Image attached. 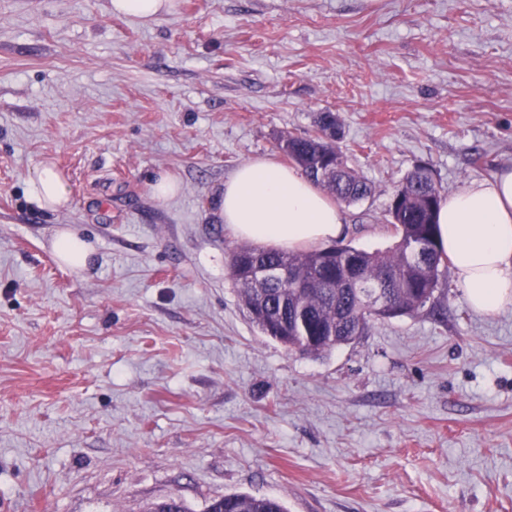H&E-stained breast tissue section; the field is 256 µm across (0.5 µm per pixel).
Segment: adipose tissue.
<instances>
[{"instance_id": "ef3b65f1", "label": "adipose tissue", "mask_w": 512, "mask_h": 512, "mask_svg": "<svg viewBox=\"0 0 512 512\" xmlns=\"http://www.w3.org/2000/svg\"><path fill=\"white\" fill-rule=\"evenodd\" d=\"M30 200L52 212L67 207V181L52 164L36 169ZM217 215L237 237L288 250L338 238L344 224L338 205L304 175L264 158L234 171ZM438 224L467 304L482 313L512 305V169L450 193Z\"/></svg>"}]
</instances>
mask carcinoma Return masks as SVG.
I'll list each match as a JSON object with an SVG mask.
<instances>
[{"instance_id": "cac0c4a2", "label": "carcinoma", "mask_w": 512, "mask_h": 512, "mask_svg": "<svg viewBox=\"0 0 512 512\" xmlns=\"http://www.w3.org/2000/svg\"><path fill=\"white\" fill-rule=\"evenodd\" d=\"M341 126L336 115L317 117L312 136H282L277 148L305 176L336 200L357 202L372 193L370 183L348 166L338 145ZM340 159L336 176L328 178L322 166ZM396 220L391 222L396 241L384 251H367L350 245L326 255L322 249L282 251L256 246L229 250L228 270L242 310L263 335L302 355L321 356L364 336L372 322L386 317L415 315L435 298L448 256L437 237V213L442 195L431 172L415 167L395 193ZM424 245L428 253L419 260L409 247ZM256 263L283 266L296 277L311 282L300 291L283 284L248 279ZM386 291L389 307L381 310L365 302L377 290ZM147 512H188L180 499L152 502ZM209 512H286L275 497L244 493L226 494L211 504Z\"/></svg>"}]
</instances>
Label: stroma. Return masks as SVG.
<instances>
[{
  "label": "stroma",
  "mask_w": 512,
  "mask_h": 512,
  "mask_svg": "<svg viewBox=\"0 0 512 512\" xmlns=\"http://www.w3.org/2000/svg\"><path fill=\"white\" fill-rule=\"evenodd\" d=\"M321 112L372 185L339 242L388 249L414 166L445 195L512 168V0H176L151 24L0 0V512H512V305L474 311L449 271L319 358L242 312L217 198ZM45 160L67 210L29 198ZM64 227L86 268L57 262ZM152 195L160 202H166L175 197L180 190L179 183L169 174L158 173L152 182L149 183ZM53 252L59 263L71 268H81L86 265L93 250L78 234L63 228L55 235ZM207 512H286V509L275 497L233 493L216 500Z\"/></svg>",
  "instance_id": "obj_1"
}]
</instances>
